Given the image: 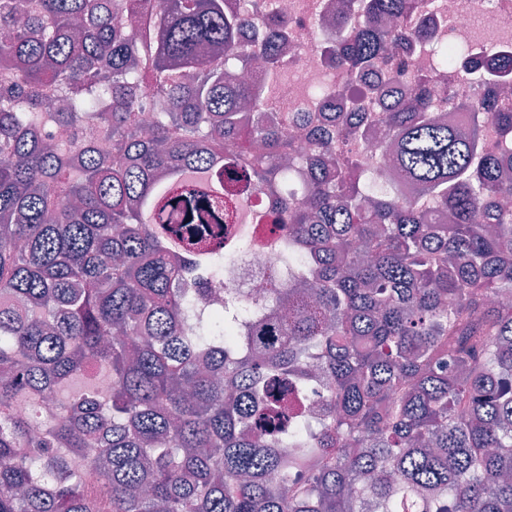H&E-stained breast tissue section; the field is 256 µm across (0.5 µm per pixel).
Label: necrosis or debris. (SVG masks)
<instances>
[{
    "label": "necrosis or debris",
    "mask_w": 512,
    "mask_h": 512,
    "mask_svg": "<svg viewBox=\"0 0 512 512\" xmlns=\"http://www.w3.org/2000/svg\"><path fill=\"white\" fill-rule=\"evenodd\" d=\"M328 0H278L288 20L292 49L281 62L284 74L274 87L282 112H306L320 118L323 103L334 100L344 111L346 96L366 91L383 73L394 72L399 59L409 58L417 84L431 92L433 111L459 120L454 104L491 98L512 108V71L504 63L512 55V0H427L423 11L408 17L409 25L425 24L426 44L413 52L390 54L383 71L365 81H353L345 66L331 63L324 52L326 35L318 24ZM446 48L448 65H439L432 47ZM280 262L278 243L233 254L224 271L227 285L240 290L243 299L262 300L268 290L267 275Z\"/></svg>",
    "instance_id": "1"
}]
</instances>
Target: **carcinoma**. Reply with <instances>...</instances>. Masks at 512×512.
<instances>
[{"instance_id": "carcinoma-1", "label": "carcinoma", "mask_w": 512, "mask_h": 512, "mask_svg": "<svg viewBox=\"0 0 512 512\" xmlns=\"http://www.w3.org/2000/svg\"><path fill=\"white\" fill-rule=\"evenodd\" d=\"M421 8L329 3L326 52L361 76ZM287 52L272 0H0V512H512V112L274 123ZM200 203L281 242L263 301Z\"/></svg>"}]
</instances>
